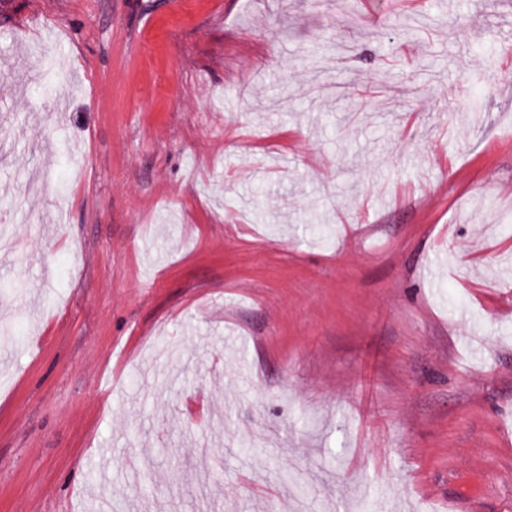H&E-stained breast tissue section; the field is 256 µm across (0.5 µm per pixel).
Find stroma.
I'll return each mask as SVG.
<instances>
[{"mask_svg": "<svg viewBox=\"0 0 512 512\" xmlns=\"http://www.w3.org/2000/svg\"><path fill=\"white\" fill-rule=\"evenodd\" d=\"M508 45L512 0H0V512H512Z\"/></svg>", "mask_w": 512, "mask_h": 512, "instance_id": "obj_1", "label": "stroma"}]
</instances>
